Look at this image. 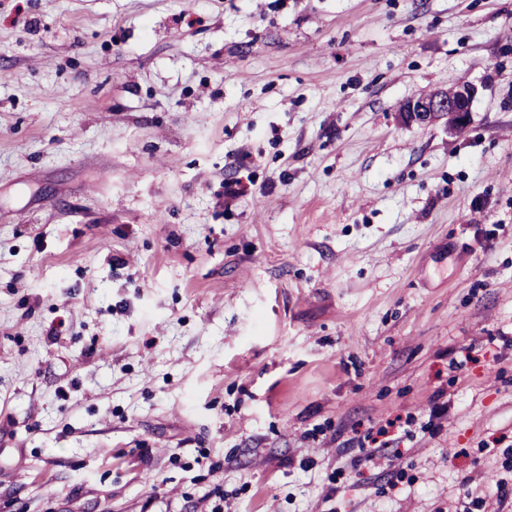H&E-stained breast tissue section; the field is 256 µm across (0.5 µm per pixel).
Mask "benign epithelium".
<instances>
[{"label":"benign epithelium","mask_w":512,"mask_h":512,"mask_svg":"<svg viewBox=\"0 0 512 512\" xmlns=\"http://www.w3.org/2000/svg\"><path fill=\"white\" fill-rule=\"evenodd\" d=\"M475 89L470 85H459L453 96L437 88L430 93L411 97L402 102L394 112L401 126L430 127L443 125L450 135L466 131L471 122V106Z\"/></svg>","instance_id":"1"}]
</instances>
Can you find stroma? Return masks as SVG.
Returning a JSON list of instances; mask_svg holds the SVG:
<instances>
[{
  "label": "stroma",
  "instance_id": "35a3bbf8",
  "mask_svg": "<svg viewBox=\"0 0 512 512\" xmlns=\"http://www.w3.org/2000/svg\"><path fill=\"white\" fill-rule=\"evenodd\" d=\"M451 82L464 133L396 124ZM474 500L512 512V0H0V512Z\"/></svg>",
  "mask_w": 512,
  "mask_h": 512
}]
</instances>
